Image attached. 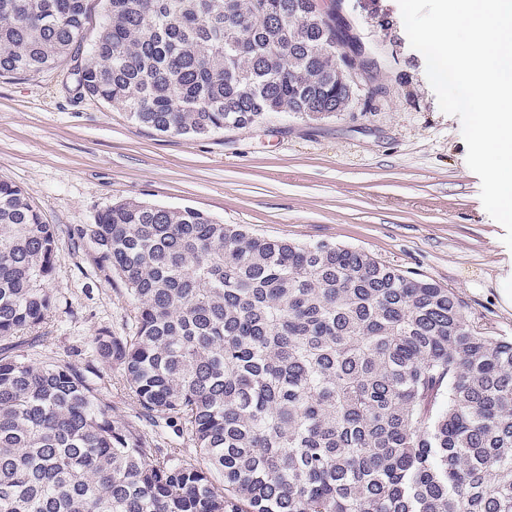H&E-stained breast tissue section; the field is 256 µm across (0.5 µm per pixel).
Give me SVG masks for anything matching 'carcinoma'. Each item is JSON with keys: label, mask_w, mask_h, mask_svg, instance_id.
Here are the masks:
<instances>
[{"label": "carcinoma", "mask_w": 512, "mask_h": 512, "mask_svg": "<svg viewBox=\"0 0 512 512\" xmlns=\"http://www.w3.org/2000/svg\"><path fill=\"white\" fill-rule=\"evenodd\" d=\"M0 0V77L70 61L83 92L183 136L342 112L363 42L341 0ZM341 50H336V47ZM131 328L101 370L0 352V512H512V340L371 254L119 200L77 228ZM57 231L0 178V341L41 328ZM110 389V386L107 385ZM112 395V415L117 416L118 418H129L135 419L140 425L145 427L146 429H151V426L148 422L137 420L134 418L139 411L138 405L134 402L133 399L128 395V393L123 390L119 385H112L110 389Z\"/></svg>", "instance_id": "carcinoma-1"}]
</instances>
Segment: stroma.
Segmentation results:
<instances>
[{"instance_id":"1","label":"stroma","mask_w":512,"mask_h":512,"mask_svg":"<svg viewBox=\"0 0 512 512\" xmlns=\"http://www.w3.org/2000/svg\"><path fill=\"white\" fill-rule=\"evenodd\" d=\"M379 52L386 93L370 111L318 121L279 115L206 136L160 134L79 92L66 66L0 78V177L20 186L59 237L55 304L35 357L91 365V341L120 331L132 308L121 282L90 261L75 227L119 198L189 206L251 232L324 242L372 254L436 282L464 304L473 325L512 339L499 279L512 269L505 230L485 211L466 164L458 117L443 113L413 49L397 0H380L391 29L361 17Z\"/></svg>"}]
</instances>
